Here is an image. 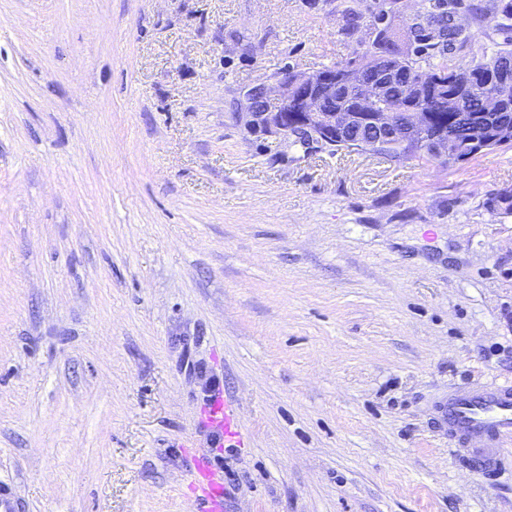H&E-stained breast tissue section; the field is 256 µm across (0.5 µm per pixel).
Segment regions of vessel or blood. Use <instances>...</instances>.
Here are the masks:
<instances>
[{
    "label": "vessel or blood",
    "mask_w": 512,
    "mask_h": 512,
    "mask_svg": "<svg viewBox=\"0 0 512 512\" xmlns=\"http://www.w3.org/2000/svg\"><path fill=\"white\" fill-rule=\"evenodd\" d=\"M442 410L448 419V442L455 455L481 460L496 471L500 450L512 439V382H504L471 395L451 394ZM206 425L225 442L237 441L239 430L231 400L216 397L207 411ZM190 490L202 512H223L227 490L224 472L208 457L194 460Z\"/></svg>",
    "instance_id": "obj_1"
}]
</instances>
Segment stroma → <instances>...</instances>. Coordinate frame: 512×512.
Listing matches in <instances>:
<instances>
[{
	"label": "stroma",
	"mask_w": 512,
	"mask_h": 512,
	"mask_svg": "<svg viewBox=\"0 0 512 512\" xmlns=\"http://www.w3.org/2000/svg\"><path fill=\"white\" fill-rule=\"evenodd\" d=\"M449 0H0V480L25 512H512L449 391L512 380V148L454 167L249 128L246 91ZM505 0H463L466 67ZM480 5L472 13V5ZM352 7L363 24L342 34ZM232 399L243 442L200 424ZM191 494L203 506L202 512H223L227 490L224 471L208 457L198 456L191 470Z\"/></svg>",
	"instance_id": "1"
}]
</instances>
